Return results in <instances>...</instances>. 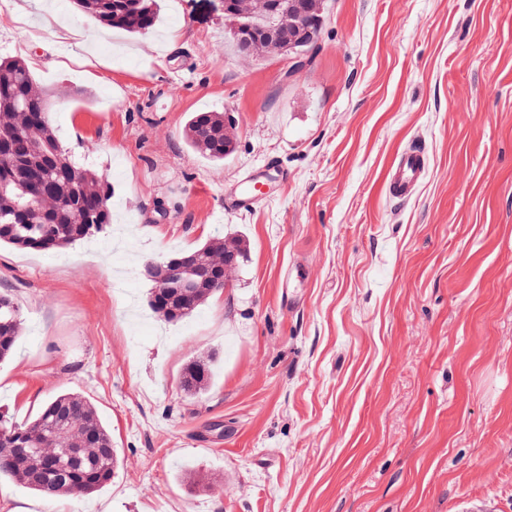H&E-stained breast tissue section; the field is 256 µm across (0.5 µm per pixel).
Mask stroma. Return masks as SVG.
<instances>
[{"instance_id":"stroma-1","label":"stroma","mask_w":512,"mask_h":512,"mask_svg":"<svg viewBox=\"0 0 512 512\" xmlns=\"http://www.w3.org/2000/svg\"><path fill=\"white\" fill-rule=\"evenodd\" d=\"M0 0V54L51 91L49 121L106 175L126 224L57 253L0 249L23 318L0 363L17 420L88 397L119 453L87 497L0 484L26 512H512V0H326L303 64L246 62L220 0H163L156 33L92 45ZM80 96H71V89ZM232 113L224 164L193 157L190 113ZM421 147L407 201L385 181ZM277 166L253 207L224 196ZM240 238L223 292L168 324L144 260ZM212 353L205 395L178 385Z\"/></svg>"}]
</instances>
